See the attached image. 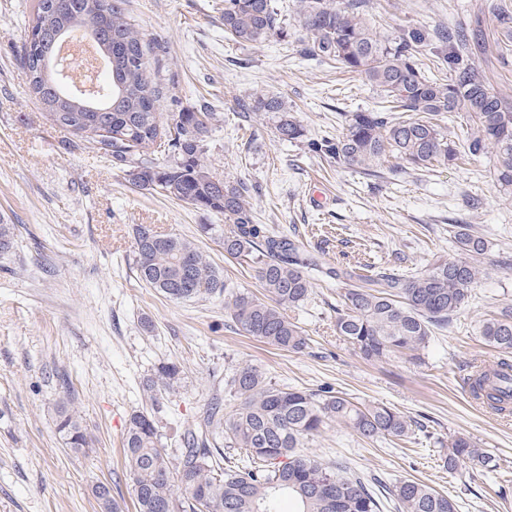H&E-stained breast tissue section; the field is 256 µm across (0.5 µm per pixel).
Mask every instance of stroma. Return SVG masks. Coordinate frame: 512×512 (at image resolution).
I'll use <instances>...</instances> for the list:
<instances>
[{
    "instance_id": "1",
    "label": "stroma",
    "mask_w": 512,
    "mask_h": 512,
    "mask_svg": "<svg viewBox=\"0 0 512 512\" xmlns=\"http://www.w3.org/2000/svg\"><path fill=\"white\" fill-rule=\"evenodd\" d=\"M275 2L287 40L239 44L224 34V0H124L136 30L163 46L150 68L165 88L163 119L211 113L204 149L214 175L251 185L257 222L296 236L323 266L407 275L437 256L459 259L453 227L471 225L488 250L470 302L419 359L369 362L336 333L342 283L314 278L307 300L287 309L308 337L299 352L245 334L223 296L173 302L148 288L135 264L139 224L192 241L231 289L261 291L254 264L226 259L204 231L223 214L133 184V165L163 166L173 154L154 148L119 164L45 118L20 62L33 0H0V220L17 235L14 252L0 255V512H101L99 482L135 512L122 452L132 412H150L162 448L177 455L184 430L226 400L228 375L244 365L283 387L397 408L417 424L410 439L371 441L335 423L302 451L388 486L422 480L457 512H512V421L477 407L465 384L472 366L498 359L479 336L481 320L512 305V189L496 183L484 157L426 171L389 157L370 176L278 140L264 114L242 113L240 102L273 95L308 137H333L346 113L381 101L361 76L297 54L300 0ZM502 10L512 12V0H368L364 13L385 35L482 19L486 45L470 60L512 105V48L497 44ZM163 362L179 365L181 380L154 404L143 382ZM64 400L92 438L86 452H71L55 431ZM457 436L490 453L495 469H446Z\"/></svg>"
}]
</instances>
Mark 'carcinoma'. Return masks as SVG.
I'll return each instance as SVG.
<instances>
[{
  "mask_svg": "<svg viewBox=\"0 0 512 512\" xmlns=\"http://www.w3.org/2000/svg\"><path fill=\"white\" fill-rule=\"evenodd\" d=\"M366 0H301L304 37L298 52L336 62L358 73L383 96V104L350 112L334 137L309 138L299 121L274 96L257 95L242 104L246 112H264L279 139L301 142L308 152L338 163L368 168L387 155L417 170L446 166L458 159L490 156L496 181L512 186V107L491 92L489 79L468 63L470 41L478 34L455 28L409 26L393 37L380 35L362 18ZM123 0H37L29 24L30 52L47 59L56 37L81 31L101 35L111 56L112 81L106 96L87 100L63 90L55 70L34 74L27 83L39 100L58 99L47 118L80 139L92 142L117 163L139 149L165 146L174 153L164 167L136 166L132 181L143 189L224 215L230 228L220 234L224 255L257 265L263 296L227 291L224 275L195 244L177 235L154 241L146 225L135 228V263L139 278L173 301L228 293L226 309L247 335L279 349L297 352L308 337L285 310L307 299L315 270L348 288L336 306V333L367 359L419 352L435 333L448 329L453 315L469 303L475 282L474 261L487 241L468 224L454 225V239L467 260H431L404 278L391 273L363 276L348 268L325 269L302 243L255 221L249 188L213 175L205 162L203 138L209 112H181L163 124L158 106L164 91L148 76L152 43L124 17ZM224 32L240 44L286 38L288 29L273 0H224ZM434 58L446 80L426 70L422 58ZM464 110L471 133L458 151L433 118ZM17 246L14 225L0 224V254ZM191 288H180L183 276ZM484 341L497 349L501 369L512 366V307L482 321ZM181 370L159 364L143 389L154 400L174 389ZM472 387L485 394L494 411L512 413V387L500 374L478 369ZM234 405L224 413L217 401L209 408L206 431L187 429L180 455L170 460L159 446L154 420L138 411L130 415L123 448L136 512H280L283 499L296 512H380L376 493L341 464L297 451L301 440L321 433L333 422L347 424L360 437H409L415 422L383 404H363L330 392L315 393L277 386L260 370L246 365L228 380ZM56 430L75 452L90 447L80 422L62 405ZM224 438V447L211 440ZM469 462L490 467L492 458L464 437L448 440L444 466L454 470ZM401 512H456L448 495L406 478L388 489Z\"/></svg>",
  "mask_w": 512,
  "mask_h": 512,
  "instance_id": "obj_1",
  "label": "carcinoma"
}]
</instances>
